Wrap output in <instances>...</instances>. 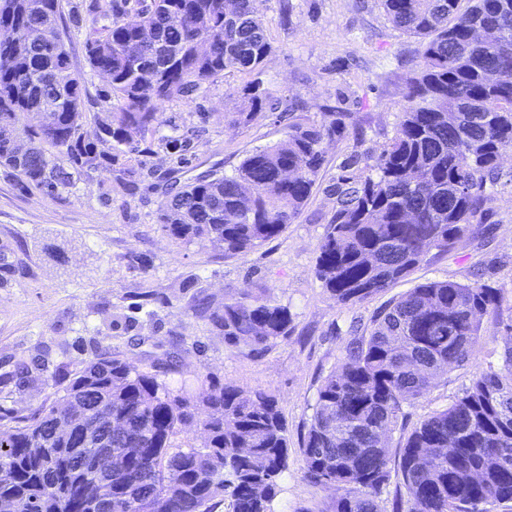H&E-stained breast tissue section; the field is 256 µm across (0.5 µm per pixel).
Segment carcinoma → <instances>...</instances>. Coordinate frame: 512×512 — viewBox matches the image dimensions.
Listing matches in <instances>:
<instances>
[{"instance_id": "carcinoma-1", "label": "carcinoma", "mask_w": 512, "mask_h": 512, "mask_svg": "<svg viewBox=\"0 0 512 512\" xmlns=\"http://www.w3.org/2000/svg\"><path fill=\"white\" fill-rule=\"evenodd\" d=\"M150 0L126 24L127 0L89 4L108 24L86 41L92 69L109 76L114 104L88 141L72 116L83 87L71 70L58 18L61 0H0V27L28 34L0 48V165L24 187L46 194L73 176L112 163L133 134L158 127L160 105L201 89L227 71L258 73L271 52L265 0ZM394 27L415 37L418 74L407 84L395 134L366 153L368 175L344 179L316 273L341 305L404 279L428 249L449 252L484 223L486 204L512 149V0H379ZM137 54L157 67L142 88L129 64ZM256 80L239 116L262 111ZM36 128L22 120L46 99ZM341 112L294 122L288 137L246 156L228 176L213 171L160 206L172 237L203 238L226 254L279 235L311 196L324 164L323 143ZM501 289L475 281H427L391 301L354 337L317 388L302 442L305 479L336 485L332 512H386L382 494L396 480L393 512H474L512 502V337L503 363L477 372L462 396L421 420L395 458L387 441L403 429V409L435 381L465 366L496 313ZM230 348L267 346L290 333L287 306L244 291L213 313ZM80 411L112 438L99 471L84 469L79 430L62 431ZM0 430V499L13 512H274L288 470V428L276 399L232 384L171 389L148 370L107 353L89 362L32 416ZM194 428L195 436H178Z\"/></svg>"}]
</instances>
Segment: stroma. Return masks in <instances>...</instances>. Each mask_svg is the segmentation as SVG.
<instances>
[{
	"label": "stroma",
	"instance_id": "stroma-1",
	"mask_svg": "<svg viewBox=\"0 0 512 512\" xmlns=\"http://www.w3.org/2000/svg\"><path fill=\"white\" fill-rule=\"evenodd\" d=\"M89 3L62 0L59 28L85 89L78 122L93 140L107 110V84L87 61L89 22L72 19ZM262 9L272 50L261 73L228 72L172 96L161 105L157 131L138 137L112 164L52 195L26 189L16 171L0 167V246H8L18 267L0 283V419L34 413L104 352L152 368L176 387L202 380L261 390L276 398L290 441L275 512H330L336 490L305 479L301 441L318 386L343 358L352 321H369L428 280L470 283L481 276L501 288V307L483 317L488 334L470 362L405 408L409 430L462 394L475 372L501 366V323L512 318V150L503 157L486 220L470 237L448 254L430 250L384 292L337 304L316 274L338 206L335 185L344 163H351V175H365L354 156L393 137L417 71V42L390 23L378 0H265ZM257 79L269 106L238 122L244 90ZM325 112L345 113V127L325 142L313 193L278 236L227 255L164 230L159 208L173 187L210 169L233 174L252 151L285 140L291 120L313 122ZM168 136L188 141L186 163L176 162ZM246 290L288 306V338L257 350L225 346L212 315ZM172 354L179 358L174 368Z\"/></svg>",
	"mask_w": 512,
	"mask_h": 512
}]
</instances>
